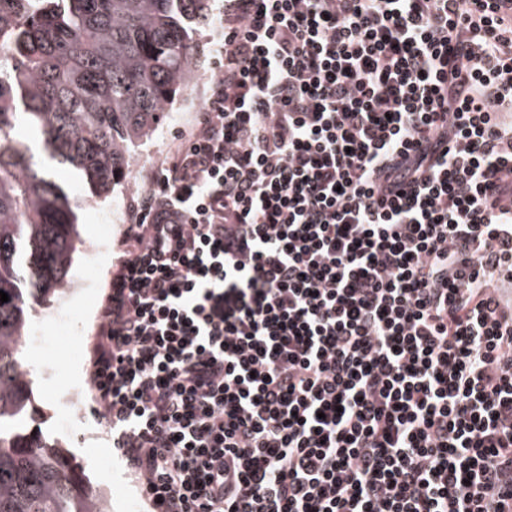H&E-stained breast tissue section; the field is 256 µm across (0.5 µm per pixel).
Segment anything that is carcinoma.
<instances>
[{"label": "carcinoma", "instance_id": "cac0c4a2", "mask_svg": "<svg viewBox=\"0 0 512 512\" xmlns=\"http://www.w3.org/2000/svg\"><path fill=\"white\" fill-rule=\"evenodd\" d=\"M212 0H0V512H108L76 458L29 429L23 346L34 305L63 287L80 240L50 177L106 197L193 77L189 23Z\"/></svg>", "mask_w": 512, "mask_h": 512}]
</instances>
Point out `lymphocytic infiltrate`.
Here are the masks:
<instances>
[{
    "mask_svg": "<svg viewBox=\"0 0 512 512\" xmlns=\"http://www.w3.org/2000/svg\"><path fill=\"white\" fill-rule=\"evenodd\" d=\"M216 36L91 359L147 512H512V12L223 0Z\"/></svg>",
    "mask_w": 512,
    "mask_h": 512,
    "instance_id": "lymphocytic-infiltrate-1",
    "label": "lymphocytic infiltrate"
}]
</instances>
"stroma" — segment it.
<instances>
[{"instance_id": "stroma-1", "label": "stroma", "mask_w": 512, "mask_h": 512, "mask_svg": "<svg viewBox=\"0 0 512 512\" xmlns=\"http://www.w3.org/2000/svg\"><path fill=\"white\" fill-rule=\"evenodd\" d=\"M212 35L210 22L198 25L194 78L176 97L163 123L139 146L125 184L116 187L113 196L94 197L68 171H52L77 203L81 240L65 287L37 306L24 346L39 410L34 425L76 457L87 479L108 494L110 512H145L146 506L122 462L113 455L106 428L89 412V361L75 359L71 352L91 347L112 276V254L125 229L126 207L149 185L158 160L178 146L181 133L191 130L202 110L214 76Z\"/></svg>"}]
</instances>
